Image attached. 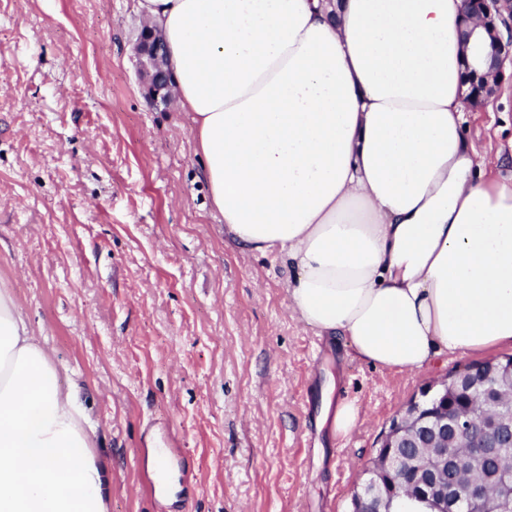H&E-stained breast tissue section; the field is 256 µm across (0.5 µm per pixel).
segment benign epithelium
<instances>
[{"label":"benign epithelium","mask_w":512,"mask_h":512,"mask_svg":"<svg viewBox=\"0 0 512 512\" xmlns=\"http://www.w3.org/2000/svg\"><path fill=\"white\" fill-rule=\"evenodd\" d=\"M501 0H465V19L482 24L490 39L489 66L485 73L471 70L468 98L480 104L494 93L489 78L498 77L506 61L512 62V37L503 40L497 32L502 20ZM136 50L140 57V79L148 100L154 104H167L171 98L172 80L167 66L163 41L149 25L141 29ZM464 386L477 401L493 404L490 411L483 409L465 414L448 410V384ZM426 395L440 399L441 406L434 413L420 401H410L394 417L382 440L384 448H435L429 470L417 466L415 459L399 453L376 458L366 470L367 478L354 492L350 512H393L391 503L396 490L381 489L384 471L395 470L403 482L419 489L433 505L432 512H448L452 501L466 504L468 510L481 507V512H512V468L498 469L494 476L496 492L489 494L483 482L458 486L450 477L441 475V462L448 459V441L466 449L468 456L496 458L512 447V364L490 366L487 370L459 371L429 386Z\"/></svg>","instance_id":"obj_1"}]
</instances>
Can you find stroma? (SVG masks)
I'll return each instance as SVG.
<instances>
[{
	"label": "stroma",
	"instance_id": "35a3bbf8",
	"mask_svg": "<svg viewBox=\"0 0 512 512\" xmlns=\"http://www.w3.org/2000/svg\"><path fill=\"white\" fill-rule=\"evenodd\" d=\"M137 0H0V288L76 387L109 512H159L145 449L173 429L189 512H350L391 419L457 367L390 372L289 308L279 252L242 255L212 208L191 113L137 76ZM512 177V74L466 114ZM356 428L323 425L327 401ZM325 420L330 422V426L336 435L346 436L358 423V409L351 402H338L334 409L332 403H329L325 411Z\"/></svg>",
	"mask_w": 512,
	"mask_h": 512
}]
</instances>
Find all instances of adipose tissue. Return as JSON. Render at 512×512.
<instances>
[{"label": "adipose tissue", "mask_w": 512, "mask_h": 512, "mask_svg": "<svg viewBox=\"0 0 512 512\" xmlns=\"http://www.w3.org/2000/svg\"><path fill=\"white\" fill-rule=\"evenodd\" d=\"M463 0H139L241 252L390 371L512 346V178L464 132ZM76 389L0 290V512H109Z\"/></svg>", "instance_id": "ef3b65f1"}]
</instances>
